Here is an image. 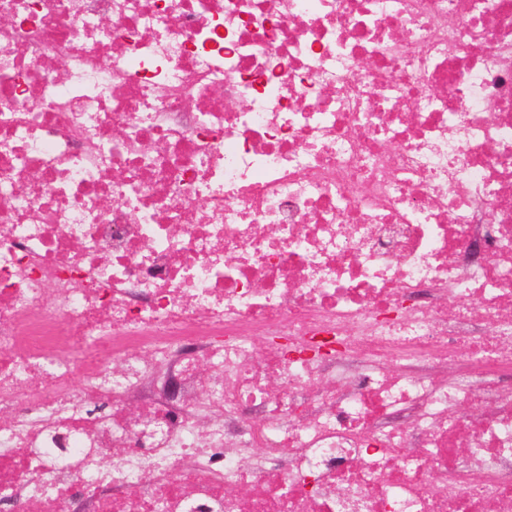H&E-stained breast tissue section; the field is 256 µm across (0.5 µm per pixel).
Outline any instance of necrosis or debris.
Wrapping results in <instances>:
<instances>
[{
	"mask_svg": "<svg viewBox=\"0 0 512 512\" xmlns=\"http://www.w3.org/2000/svg\"><path fill=\"white\" fill-rule=\"evenodd\" d=\"M0 512H512V0H0Z\"/></svg>",
	"mask_w": 512,
	"mask_h": 512,
	"instance_id": "necrosis-or-debris-1",
	"label": "necrosis or debris"
}]
</instances>
